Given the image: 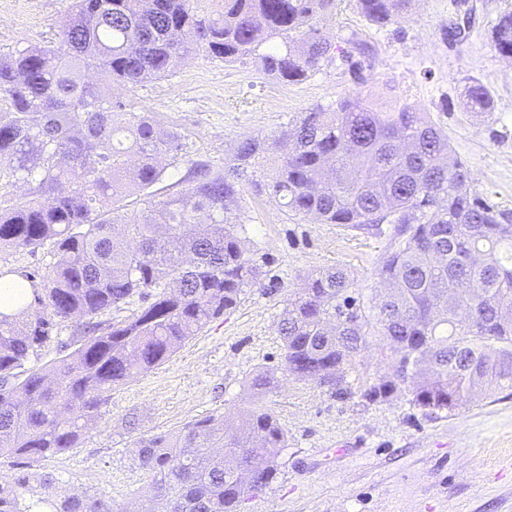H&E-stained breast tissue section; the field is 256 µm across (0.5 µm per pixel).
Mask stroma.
<instances>
[{"mask_svg": "<svg viewBox=\"0 0 512 512\" xmlns=\"http://www.w3.org/2000/svg\"><path fill=\"white\" fill-rule=\"evenodd\" d=\"M70 3L0 0V54L56 40ZM510 9L512 0H412L405 15L381 28L356 0H336L319 26L337 45L357 39L360 71L337 55L287 85L255 62L225 63L201 52L174 76L112 94L180 137L178 163L156 187L162 196L178 191L192 164L222 165L239 138L278 135L302 113L362 92L428 113L470 170L475 191L512 210V59L491 43L497 17ZM474 82L487 88L490 111L467 105L464 88ZM238 215L262 267V287L245 289L235 309L169 359L113 388L97 430L78 448L33 463L32 474L54 476L50 495L85 492L111 500L119 512L147 507L151 477L135 457L140 437L255 403L274 413L288 445L274 482L246 497L240 512H512V388L438 414L406 392L368 401L360 389L388 372L375 339L347 375L350 398L313 381L254 389L256 374L280 364L278 322L289 295L314 270L344 269L366 299L385 292L377 267L392 228L367 233L322 224L247 184Z\"/></svg>", "mask_w": 512, "mask_h": 512, "instance_id": "obj_1", "label": "stroma"}]
</instances>
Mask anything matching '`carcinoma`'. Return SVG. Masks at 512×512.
Instances as JSON below:
<instances>
[{
    "instance_id": "obj_1",
    "label": "carcinoma",
    "mask_w": 512,
    "mask_h": 512,
    "mask_svg": "<svg viewBox=\"0 0 512 512\" xmlns=\"http://www.w3.org/2000/svg\"><path fill=\"white\" fill-rule=\"evenodd\" d=\"M410 0H357L384 27ZM73 0L58 41L0 57V166L31 199L0 205V254L50 242L46 271L0 269L15 313L0 311V512H116L112 502L34 491L24 469L77 447L97 427L104 395L146 373L262 285L235 214L247 179L288 211L322 224L394 225L377 274L400 291L369 301L338 267L313 271L279 323L283 361L253 379L315 381L349 395L346 373L377 336L391 373L370 401L406 391L425 410H453L478 393L512 388V212L479 197L448 134L407 104L368 95L302 114L279 136L241 138L216 168L199 164L188 187L156 199L179 136L105 96L86 73L123 87L174 75L192 53L298 81L339 47L318 28L336 0ZM512 59V11L492 27ZM488 111L485 86L466 89ZM144 208L125 215L124 200ZM129 310L114 318L112 311ZM68 322L72 337L57 339ZM57 342L49 369L26 366ZM287 433L262 406L205 417L137 442L139 465L164 512H238L243 489L276 478Z\"/></svg>"
}]
</instances>
